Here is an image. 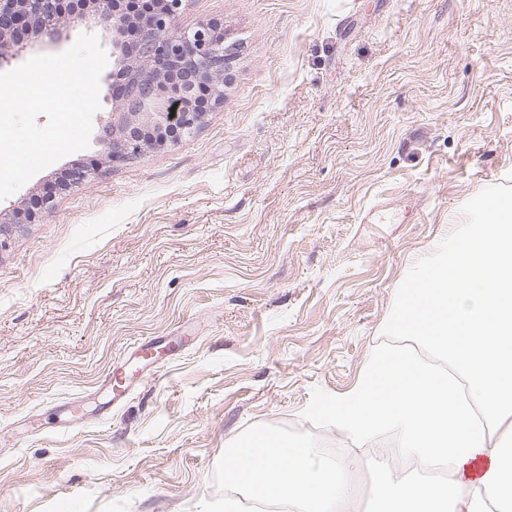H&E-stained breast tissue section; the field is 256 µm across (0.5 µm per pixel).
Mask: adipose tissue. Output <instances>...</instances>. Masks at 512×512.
Wrapping results in <instances>:
<instances>
[{
	"mask_svg": "<svg viewBox=\"0 0 512 512\" xmlns=\"http://www.w3.org/2000/svg\"><path fill=\"white\" fill-rule=\"evenodd\" d=\"M383 333L418 341L447 370L380 343L357 383L316 412L360 444L392 436L396 454L440 464L450 479L425 485L383 471L378 512L512 508L511 195L482 197L410 266Z\"/></svg>",
	"mask_w": 512,
	"mask_h": 512,
	"instance_id": "1",
	"label": "adipose tissue"
}]
</instances>
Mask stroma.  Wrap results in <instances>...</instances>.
<instances>
[{"instance_id": "obj_1", "label": "stroma", "mask_w": 512, "mask_h": 512, "mask_svg": "<svg viewBox=\"0 0 512 512\" xmlns=\"http://www.w3.org/2000/svg\"><path fill=\"white\" fill-rule=\"evenodd\" d=\"M209 21L238 53L195 135L112 162L96 120L0 200V512H199L256 425L355 460L360 512L372 460L405 471L309 409L354 385L410 265L512 194V0H185L176 26ZM173 337L111 402L110 365Z\"/></svg>"}]
</instances>
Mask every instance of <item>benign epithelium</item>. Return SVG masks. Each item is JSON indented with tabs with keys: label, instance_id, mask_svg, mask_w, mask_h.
<instances>
[{
	"label": "benign epithelium",
	"instance_id": "obj_1",
	"mask_svg": "<svg viewBox=\"0 0 512 512\" xmlns=\"http://www.w3.org/2000/svg\"><path fill=\"white\" fill-rule=\"evenodd\" d=\"M82 2L87 7L73 14V21L112 35L113 75L122 80L101 138L109 159L163 147L173 129L190 136L211 109L224 105L218 85L229 74L233 48L224 45L214 23L177 29L184 0H159L161 8L152 15L130 19L139 27L133 49L124 42L125 22L115 17L111 0ZM66 30L61 0H0V70L26 52L29 35L59 40Z\"/></svg>",
	"mask_w": 512,
	"mask_h": 512
}]
</instances>
